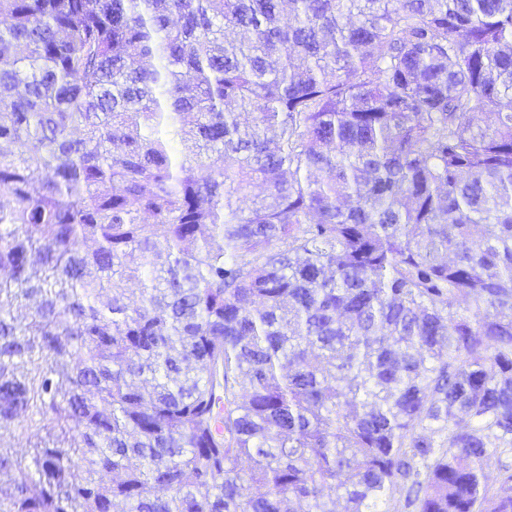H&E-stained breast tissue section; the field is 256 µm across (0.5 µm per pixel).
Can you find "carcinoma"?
<instances>
[{
    "mask_svg": "<svg viewBox=\"0 0 512 512\" xmlns=\"http://www.w3.org/2000/svg\"><path fill=\"white\" fill-rule=\"evenodd\" d=\"M2 143L0 512H512V0H0Z\"/></svg>",
    "mask_w": 512,
    "mask_h": 512,
    "instance_id": "1",
    "label": "carcinoma"
}]
</instances>
